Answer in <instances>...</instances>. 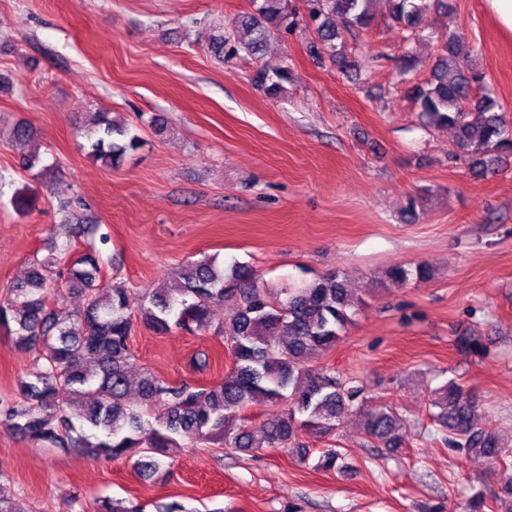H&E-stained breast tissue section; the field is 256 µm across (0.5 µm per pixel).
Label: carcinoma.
<instances>
[{"label": "carcinoma", "instance_id": "obj_1", "mask_svg": "<svg viewBox=\"0 0 512 512\" xmlns=\"http://www.w3.org/2000/svg\"><path fill=\"white\" fill-rule=\"evenodd\" d=\"M375 0H305L306 18L315 29L311 53L327 57L349 73L357 61L347 53L335 17L345 28L363 29L374 19ZM389 18L420 40L422 13L448 11V0H388ZM292 0H251V11L240 15L227 34L213 36L211 48L220 57L243 55L258 63L252 83L271 98L288 93L296 75L284 65L270 71L259 65L268 43L297 26ZM431 78L413 88V99L429 124L455 132L460 155L476 175L492 174L501 154L512 153V120L484 86V75L468 63L461 36L436 37ZM410 51L397 59L402 82L417 69ZM85 136L88 156L105 166L135 151L140 137L110 112L89 115ZM59 282L49 283L46 264L38 262L27 279L12 288L0 304V331L18 349L41 347L42 369L21 383L18 396L0 398V421L41 446L71 448L93 457H126L150 475L162 473L165 458L184 447V441L252 452L259 448L242 412L259 401L288 407L265 419L259 432L265 447L284 448L301 460L310 449L300 439L305 431L324 438L336 431L344 416L364 400V388L347 386L325 374H315L307 361L336 346L352 322L357 304L343 280L332 273L291 289L283 299L259 287L252 270L241 263L224 269L214 257L190 261L182 267L177 288L137 290L117 285L98 287L101 266L92 253L55 260ZM433 277L425 264L395 267L386 272L397 287L410 280ZM81 293L86 307L79 315L65 314L54 300L53 288ZM230 299L235 307L216 335L233 357V368L219 388L172 385L151 372L139 387L142 407L128 404V369L133 355L128 346L136 320L158 334L189 333L210 324V304ZM429 412L441 439L466 457L482 456L512 468V438L477 426V405L470 393L450 379L431 391ZM365 433L397 452L407 444L403 420L396 409L381 403L366 415ZM334 448L322 451L316 468L346 472ZM97 512H143L132 502L108 498ZM464 512H512V479L501 494L487 500L481 490L467 500Z\"/></svg>", "mask_w": 512, "mask_h": 512}]
</instances>
